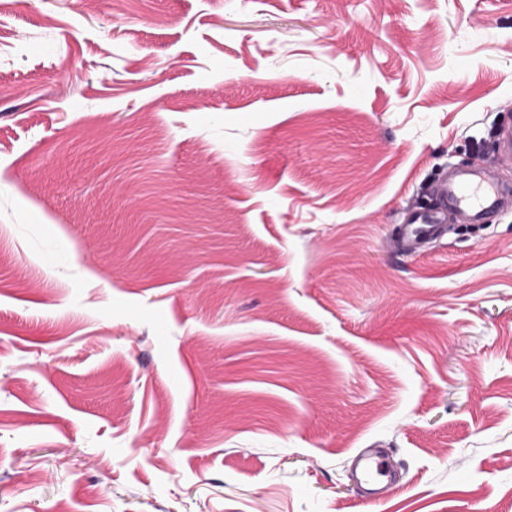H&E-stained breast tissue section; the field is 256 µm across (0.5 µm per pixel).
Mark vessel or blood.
I'll return each instance as SVG.
<instances>
[{
	"label": "vessel or blood",
	"mask_w": 512,
	"mask_h": 512,
	"mask_svg": "<svg viewBox=\"0 0 512 512\" xmlns=\"http://www.w3.org/2000/svg\"><path fill=\"white\" fill-rule=\"evenodd\" d=\"M428 193L432 206L409 210L392 238L391 245L398 252L420 251L442 238L449 223L478 222L496 211L512 209V196H504L498 179L482 167L449 173L431 184ZM359 462L364 484H378L388 475L387 460L370 450H361Z\"/></svg>",
	"instance_id": "1"
}]
</instances>
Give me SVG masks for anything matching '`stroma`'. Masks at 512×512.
<instances>
[{
	"instance_id": "35a3bbf8",
	"label": "stroma",
	"mask_w": 512,
	"mask_h": 512,
	"mask_svg": "<svg viewBox=\"0 0 512 512\" xmlns=\"http://www.w3.org/2000/svg\"><path fill=\"white\" fill-rule=\"evenodd\" d=\"M504 127L512 0H0V512H512ZM428 193L434 204L409 210L392 238L398 252L420 251L448 233L451 222H480L505 207L512 209V196L505 197L498 179L483 167L449 172L431 184ZM361 482L375 485L388 476L390 465L385 458L364 448L359 453Z\"/></svg>"
}]
</instances>
